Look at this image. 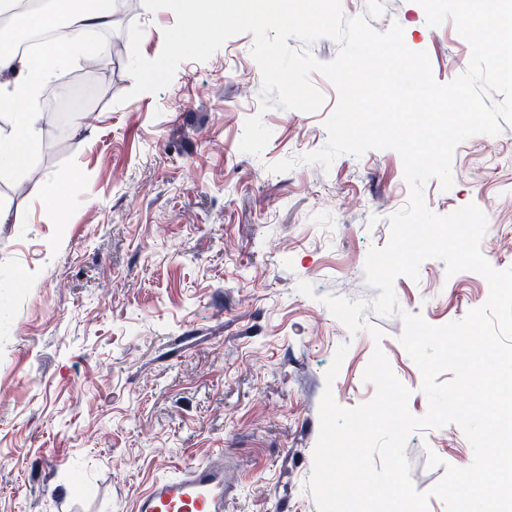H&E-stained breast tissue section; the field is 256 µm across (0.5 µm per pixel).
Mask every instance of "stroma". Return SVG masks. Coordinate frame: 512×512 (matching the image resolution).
<instances>
[{
  "label": "stroma",
  "mask_w": 512,
  "mask_h": 512,
  "mask_svg": "<svg viewBox=\"0 0 512 512\" xmlns=\"http://www.w3.org/2000/svg\"><path fill=\"white\" fill-rule=\"evenodd\" d=\"M127 2L106 32L120 51L97 70L65 66L49 85L89 87L92 107L61 129L43 113L26 175L0 178L9 215L0 223V512H133L154 480L219 450L225 512H317L306 482L324 390L344 408L371 401L363 373L379 346L411 392L410 412L424 415L400 314L457 321L485 304L489 285L426 260L418 279L394 282L400 314L365 310L366 330L350 334L320 298L377 297L364 264L370 248L388 245L390 219L409 203L399 153H343L327 168L307 162L327 142L338 91L314 72L319 109L263 107L249 33L207 61L181 63L158 93L132 95L128 26L143 28L141 51L152 59L176 16ZM341 6L379 32L399 23L438 83L469 65L454 22L429 27L416 0ZM126 92L130 100L117 104ZM256 114L272 131L258 156L239 149ZM182 128L192 136L180 138ZM451 172L450 190L425 184L427 207L447 215L476 204L492 266L512 267V126L460 143ZM48 177L66 206L41 200ZM303 281L313 296L299 292ZM344 343L341 370L325 385ZM431 451L442 466L428 465ZM405 453L421 492L446 465L473 460L455 423L412 434Z\"/></svg>",
  "instance_id": "obj_1"
}]
</instances>
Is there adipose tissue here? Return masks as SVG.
<instances>
[{
    "label": "adipose tissue",
    "instance_id": "ef3b65f1",
    "mask_svg": "<svg viewBox=\"0 0 512 512\" xmlns=\"http://www.w3.org/2000/svg\"><path fill=\"white\" fill-rule=\"evenodd\" d=\"M11 11L16 29L47 27L65 16L71 31L62 44L45 45L38 54L21 56L0 41V175L24 171L41 143L39 96L58 67L84 53L87 37L110 28L113 0H50L45 11L22 10L21 0H0Z\"/></svg>",
    "mask_w": 512,
    "mask_h": 512
}]
</instances>
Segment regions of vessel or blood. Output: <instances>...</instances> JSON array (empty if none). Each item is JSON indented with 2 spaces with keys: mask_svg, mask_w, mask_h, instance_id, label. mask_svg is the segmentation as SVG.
Wrapping results in <instances>:
<instances>
[{
  "mask_svg": "<svg viewBox=\"0 0 512 512\" xmlns=\"http://www.w3.org/2000/svg\"><path fill=\"white\" fill-rule=\"evenodd\" d=\"M134 512H224L223 458L153 481L136 498Z\"/></svg>",
  "mask_w": 512,
  "mask_h": 512,
  "instance_id": "1",
  "label": "vessel or blood"
}]
</instances>
